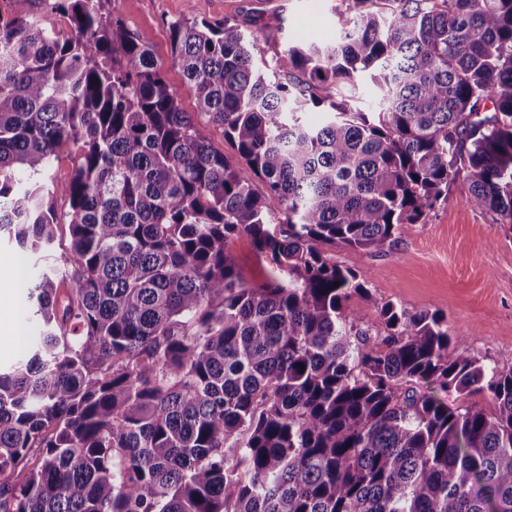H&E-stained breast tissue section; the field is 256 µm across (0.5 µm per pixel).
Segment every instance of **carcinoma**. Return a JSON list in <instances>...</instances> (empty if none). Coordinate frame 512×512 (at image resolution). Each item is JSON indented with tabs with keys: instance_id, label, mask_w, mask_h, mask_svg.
<instances>
[{
	"instance_id": "obj_1",
	"label": "carcinoma",
	"mask_w": 512,
	"mask_h": 512,
	"mask_svg": "<svg viewBox=\"0 0 512 512\" xmlns=\"http://www.w3.org/2000/svg\"><path fill=\"white\" fill-rule=\"evenodd\" d=\"M106 2L52 0L69 31L0 14V232L50 252L59 191L71 235L27 281L35 343L0 368V512H512V369L437 313L386 301L361 327L364 275L323 250L385 247L460 179L512 224V0H342L336 41L269 73L237 24L172 21L202 121ZM241 234L280 277L244 278ZM54 202L58 214L60 215L61 224L57 230V238L53 252L39 261V266L46 269L52 268L56 265H62L64 262V256L69 254L70 249V234L68 228L69 218L65 215L69 210L68 202L61 196H57ZM409 386L413 387V389L418 394L436 395L451 409L461 408L462 406H465L470 402H477L479 405L483 406L487 410L493 409V399L488 392L480 393L471 398L463 400L462 397L454 390H448V392H444L441 391L439 388H435V386L431 385L429 382H426L421 379L413 380V382H411Z\"/></svg>"
}]
</instances>
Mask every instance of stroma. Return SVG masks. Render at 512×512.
I'll return each mask as SVG.
<instances>
[{
    "instance_id": "stroma-1",
    "label": "stroma",
    "mask_w": 512,
    "mask_h": 512,
    "mask_svg": "<svg viewBox=\"0 0 512 512\" xmlns=\"http://www.w3.org/2000/svg\"><path fill=\"white\" fill-rule=\"evenodd\" d=\"M341 0H112L111 7L151 49L182 109L196 114V99L171 65L168 22L178 19H228L253 40L257 57L271 59L285 44L336 33ZM277 41H266L269 30ZM465 182L423 223L402 225L392 246L363 254L336 246L327 253L336 264L361 271L369 298L352 296L348 311L370 329L380 325L383 302L412 311L443 315L451 334L463 337L472 356L507 370L512 368V224L467 207ZM14 239L0 237V366L18 360L32 334L26 306L25 275L16 261Z\"/></svg>"
}]
</instances>
